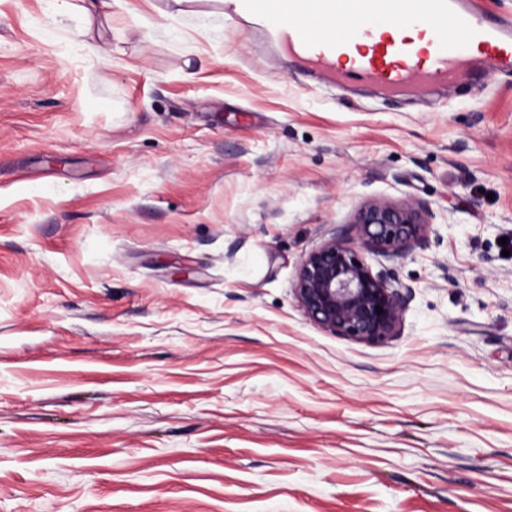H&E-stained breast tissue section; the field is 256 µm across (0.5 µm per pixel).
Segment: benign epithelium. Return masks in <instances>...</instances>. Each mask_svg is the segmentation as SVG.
Returning <instances> with one entry per match:
<instances>
[{"label": "benign epithelium", "mask_w": 512, "mask_h": 512, "mask_svg": "<svg viewBox=\"0 0 512 512\" xmlns=\"http://www.w3.org/2000/svg\"><path fill=\"white\" fill-rule=\"evenodd\" d=\"M354 224L359 242L333 235L303 256L295 292L319 328L347 341L379 344L395 336L412 292L395 287L394 269L373 270L368 255L395 258L424 247L428 215L417 202L376 200L357 209Z\"/></svg>", "instance_id": "obj_1"}]
</instances>
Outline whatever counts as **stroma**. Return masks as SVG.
<instances>
[{"instance_id": "obj_1", "label": "stroma", "mask_w": 512, "mask_h": 512, "mask_svg": "<svg viewBox=\"0 0 512 512\" xmlns=\"http://www.w3.org/2000/svg\"><path fill=\"white\" fill-rule=\"evenodd\" d=\"M70 2L0 0V512H512V71L383 95L224 0ZM372 200L431 214L381 344L295 292Z\"/></svg>"}]
</instances>
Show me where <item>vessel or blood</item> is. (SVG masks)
Masks as SVG:
<instances>
[{
  "label": "vessel or blood",
  "mask_w": 512,
  "mask_h": 512,
  "mask_svg": "<svg viewBox=\"0 0 512 512\" xmlns=\"http://www.w3.org/2000/svg\"><path fill=\"white\" fill-rule=\"evenodd\" d=\"M224 11L266 24L332 83L354 75L395 92L512 68V24L483 19L470 0H224ZM408 27L428 32L425 46L401 38Z\"/></svg>",
  "instance_id": "vessel-or-blood-1"
}]
</instances>
